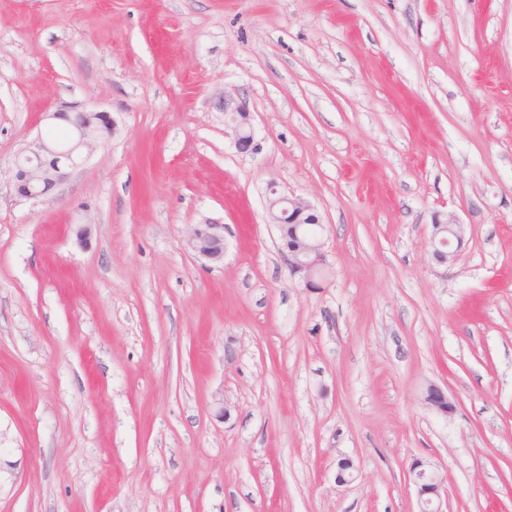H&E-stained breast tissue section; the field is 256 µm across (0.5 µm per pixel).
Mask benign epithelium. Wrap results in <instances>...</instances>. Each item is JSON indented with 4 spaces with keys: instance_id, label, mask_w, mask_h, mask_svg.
Segmentation results:
<instances>
[{
    "instance_id": "1",
    "label": "benign epithelium",
    "mask_w": 512,
    "mask_h": 512,
    "mask_svg": "<svg viewBox=\"0 0 512 512\" xmlns=\"http://www.w3.org/2000/svg\"><path fill=\"white\" fill-rule=\"evenodd\" d=\"M219 107L232 127L234 144L238 152L251 154L257 150L251 113L246 99L224 94ZM49 118L65 122L70 138L64 145L48 137L38 136L22 148L13 162L12 182L16 194L25 199L47 197L74 169L80 167L98 144L108 139L115 128L109 113L87 108L78 103L62 106L48 113ZM269 217L273 224H319L321 217L306 200L297 196L282 195L277 186H268ZM464 240V225L448 221V236L433 235L434 254L448 250L454 259ZM186 245L195 255L220 261L224 258V225L199 224L194 227ZM320 235L297 239V245L284 248L283 259L294 274L304 275L308 288L321 287L326 278V263ZM425 402L442 415L455 412L456 404L441 388H427ZM416 489L419 512H439L436 501L442 490V481L424 462L416 461L410 467Z\"/></svg>"
}]
</instances>
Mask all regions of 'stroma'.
Instances as JSON below:
<instances>
[{
	"instance_id": "obj_1",
	"label": "stroma",
	"mask_w": 512,
	"mask_h": 512,
	"mask_svg": "<svg viewBox=\"0 0 512 512\" xmlns=\"http://www.w3.org/2000/svg\"><path fill=\"white\" fill-rule=\"evenodd\" d=\"M74 101L112 137L17 197ZM271 182L323 221L322 288ZM417 459L442 512H512V0H0V512H417ZM219 107L232 127L234 144L239 153L251 154L257 150L251 113L246 99L238 95L224 93L219 99ZM269 217L272 224H282L280 228L283 247V259L294 274L304 275L308 288H322L321 281L326 278V263L322 251L321 231L324 229L321 217L306 200L297 196L282 195L275 184L268 186ZM298 224V225H297ZM320 224V226H319ZM314 236L295 237L303 230L316 233ZM292 247V248H289ZM434 224H448V236L439 237L438 234L433 235L434 254L438 255L440 250L448 249L449 260H453L458 249L464 240V225L454 220H448V222L436 221ZM186 245L198 257L211 261L224 258V227L220 224H199L194 227ZM424 400L430 408L434 409L439 414L447 416L455 412V402L436 385L427 388Z\"/></svg>"
}]
</instances>
